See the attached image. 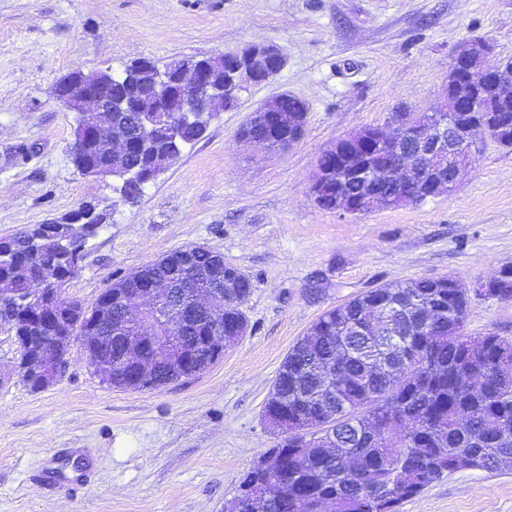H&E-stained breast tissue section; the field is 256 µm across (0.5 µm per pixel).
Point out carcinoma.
I'll return each mask as SVG.
<instances>
[{
    "instance_id": "carcinoma-1",
    "label": "carcinoma",
    "mask_w": 512,
    "mask_h": 512,
    "mask_svg": "<svg viewBox=\"0 0 512 512\" xmlns=\"http://www.w3.org/2000/svg\"><path fill=\"white\" fill-rule=\"evenodd\" d=\"M151 58L125 67L112 83V98L132 97L152 78ZM181 105L164 113L190 144L206 130L182 124ZM285 126L299 122L295 102H281ZM109 134L118 131L127 144L126 166L137 179L126 191L141 195L152 172L164 159L167 143L160 128L146 129L135 112L106 117ZM109 167L112 154L104 139L84 141L73 160ZM72 222L34 238H12L0 250V304L11 315L31 303L34 277L77 274L70 254L85 250L87 240L107 223ZM224 277V264L201 255L184 272L164 261L147 264L142 277L169 289V304L193 308L191 283L203 273ZM251 288L238 289L224 310L193 316V335L209 336L215 322L224 335L248 326L242 306ZM487 296L512 299V265L488 286ZM469 293L460 282L436 288L425 280H409L371 289L322 315L308 336L288 351L277 379L288 391V402L271 401L265 414L285 429L280 443L263 451L244 472L236 499L239 512H400V507L426 486L448 473L465 470H512V338L494 332L469 336L465 319ZM80 335L95 326L112 352L113 380L128 381L117 364L129 337L149 342L150 323L126 315L121 300L112 298L111 313L96 319L98 306L73 302L61 308ZM344 407L355 414L350 440L328 445L326 424ZM369 476L382 496L360 492L356 475Z\"/></svg>"
}]
</instances>
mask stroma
Listing matches in <instances>:
<instances>
[{"instance_id": "obj_1", "label": "stroma", "mask_w": 512, "mask_h": 512, "mask_svg": "<svg viewBox=\"0 0 512 512\" xmlns=\"http://www.w3.org/2000/svg\"><path fill=\"white\" fill-rule=\"evenodd\" d=\"M512 57V0H0V239L92 201L114 208L64 298L91 305L113 279L202 245L246 275L248 332L209 369L159 390L106 384L80 349L59 380L27 387L0 323V512H225L243 472L280 436L264 421L278 369L323 313L388 283L466 287L512 264V150L477 138L451 192L361 216L320 208L319 158L337 140L424 112L460 46ZM252 44L283 69L219 110L132 204L70 161L76 113L54 98L73 71L121 72ZM287 93L308 112L288 150L239 141ZM469 335L512 338V301L472 297ZM401 512H512V472L460 471ZM281 99V95L275 98L274 100ZM266 102L260 105L254 112L251 113V117L248 122L243 126L239 133V139L243 142L247 143H262L266 144L267 142L257 138L253 134V130L262 125H267L272 117L271 112H273L272 102Z\"/></svg>"}]
</instances>
